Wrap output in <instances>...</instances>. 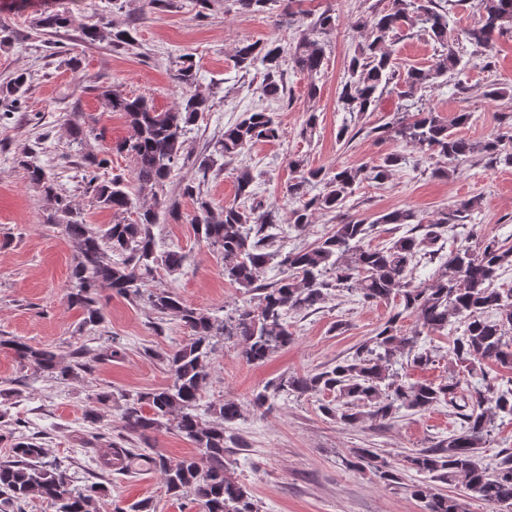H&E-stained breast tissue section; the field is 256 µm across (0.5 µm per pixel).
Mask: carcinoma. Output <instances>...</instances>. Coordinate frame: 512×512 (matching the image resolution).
Segmentation results:
<instances>
[{"label": "carcinoma", "instance_id": "obj_1", "mask_svg": "<svg viewBox=\"0 0 512 512\" xmlns=\"http://www.w3.org/2000/svg\"><path fill=\"white\" fill-rule=\"evenodd\" d=\"M274 0H232L243 14H265ZM480 23L463 29L460 39L487 49L505 31L512 29V0H478ZM279 22L297 30L295 45L284 48L261 41H243L234 53V65L248 75L256 70L261 81L259 98L277 100L284 94L283 66L311 77L320 74L325 60L324 37L336 27V17L325 10L305 24L288 10ZM69 17L59 12H42L32 26L53 33L68 27ZM405 26H417L434 40L432 64L410 67L401 73L392 63L391 44ZM352 27L363 41L350 57L339 93L341 110L353 116L374 109L383 90L393 80L402 81L409 97L442 80L448 82L460 64L458 52L450 45L448 9L439 0H389L383 10L371 9L358 15ZM137 18L105 32L97 24L83 29V40L94 44L109 39L115 50L136 42ZM174 80L181 88V102L175 110L160 112L144 96H128L105 89L100 98L107 109L123 114L133 129L131 137L117 143L115 151L132 161V176L100 177L108 159L82 156V180L95 204L112 212L110 224H88L72 201L59 192L57 180L33 160L22 164L30 184L52 202L45 223L53 224L71 243L75 255L69 272L66 301L80 311V328L100 331L105 323L102 292L132 302H141L161 319L175 315L188 332V340L171 348L163 357L169 383L147 391L91 390L92 403L115 406L120 428L127 438L143 443L141 448L105 441L95 449L94 460L103 474L125 473L134 461L163 476L166 489L175 497L190 498L199 512H259L250 488L231 474L230 448H241L231 432L241 417L233 400L201 404L210 378L212 360L226 342H234L239 357L247 364H261L277 349L288 347L293 334L288 330L290 313L316 310L333 292H356L359 301L370 305L396 302L402 311L416 317V327L403 332L391 318L375 334L357 345L353 354L314 374L268 381L252 397L260 412L274 407L279 397L294 393L334 394L321 405L323 414L344 426L353 427L367 419L389 423L401 411L422 413L445 404L459 410L464 420L457 434L407 456L409 468L428 476L429 481L412 485L414 497L424 502L425 512H467L459 497L435 491L438 481L462 489L464 496L498 504L512 510V452L505 453L493 467L481 461L483 448L498 419H512V378L506 387L475 388L460 394L461 381L452 375L438 382L406 381L395 369L398 358L407 356L412 364L426 368L435 362L425 346L427 337L459 323L461 333L453 338L451 360L469 374L488 377L487 368L512 370V288L496 287L503 272L512 269V247L495 236L483 237L475 245L443 250L448 229L465 226L476 198L462 199L435 220H425L417 211L393 210L367 223L344 211L346 199L364 182L388 179L403 161L389 153L372 166L338 167L331 171L308 169L304 159L290 162L295 176L288 179L283 198L293 204L288 227L301 230L312 223L317 211L335 214L334 231L316 245L284 250L285 227L278 211L256 200L255 177L249 168L237 174L236 201L216 211L203 195L200 184H177V195H164L182 160L190 126L211 108L213 88L199 81L195 64L181 60ZM27 77L20 74L0 85V99L18 101ZM470 113L458 112L445 119L431 110L405 112L396 121L375 127L372 132L419 146L425 153L450 161H462L484 153L495 162L512 165V133L503 132L482 142L458 136L454 129L468 123ZM94 129L78 122L70 124L71 143L82 148ZM283 130L272 113L254 108L241 119L224 127L212 145V152L196 159L208 174L218 158L233 160L257 143L280 140ZM318 193H313L314 189ZM195 204L188 218L180 210L179 198ZM192 224L198 241L221 260L224 278L245 290L247 297L219 319L208 311L186 304L170 288H153L160 272L172 276L181 272L185 255L175 249H161L154 229L160 221ZM380 224H394L404 230L387 245L370 247L366 239ZM277 260L279 278L261 284L272 260ZM423 264H433L432 283L414 284V274ZM0 346L13 351L17 361L34 374L70 380L91 371L81 349L65 356L51 347H34L16 337H0ZM162 431L174 432L188 441L194 452L178 459L149 447V440ZM347 464L370 467L388 485L399 480L393 469L373 448H351ZM37 496L53 505L55 512H98L106 488L98 482L77 485L62 461L47 459L43 444L33 436L13 438L7 459L0 460V507L21 503Z\"/></svg>", "mask_w": 512, "mask_h": 512}]
</instances>
